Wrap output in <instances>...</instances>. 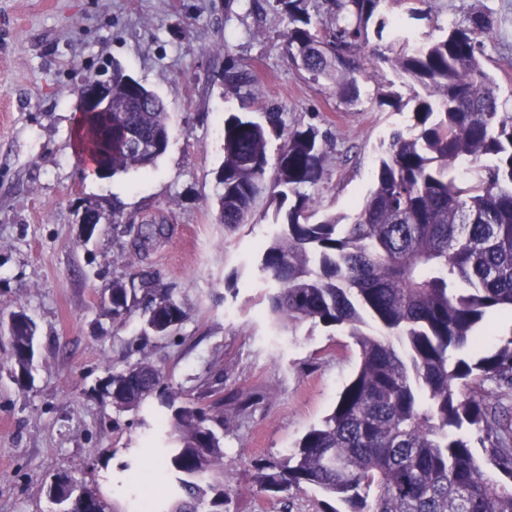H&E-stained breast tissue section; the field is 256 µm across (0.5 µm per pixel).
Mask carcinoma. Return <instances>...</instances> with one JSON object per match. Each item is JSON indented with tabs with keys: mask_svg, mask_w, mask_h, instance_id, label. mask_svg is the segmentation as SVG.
Wrapping results in <instances>:
<instances>
[{
	"mask_svg": "<svg viewBox=\"0 0 512 512\" xmlns=\"http://www.w3.org/2000/svg\"><path fill=\"white\" fill-rule=\"evenodd\" d=\"M287 19L283 49L312 79L332 82L348 104L360 90L353 74L390 59L409 97L388 86L379 105L412 106L417 131L392 136L374 185L352 222L327 214L309 222L314 198L305 188L322 174L323 136L313 126L290 128L271 109L264 121L242 112L224 120V159L216 177L217 222L247 223L265 177L271 136L279 147L274 200L288 207L274 222L259 260L273 284L267 309L278 321L311 320L346 326L360 351L356 372L333 409L301 438L284 465L254 462L259 491L277 496L316 489L348 512H512V419L489 397L460 394L472 379L494 390L512 389V336L473 359L483 337L477 326L496 312H512V112L500 108L495 78L485 69L495 13L481 4L462 12L440 35L421 40L405 31L387 5H410L414 19L435 20L434 0H324L312 15L308 0H275ZM372 47L371 56L362 51ZM252 75L230 64L224 87L240 93ZM112 116L82 112L76 150L114 176L156 166L169 141L161 97L120 69L112 72ZM477 163L462 182L455 165ZM166 220L138 227L134 250L148 251L167 235ZM112 321L142 314L143 339L164 338L186 313L171 288L142 269L106 288ZM14 381L27 387L36 325L22 310L10 316ZM100 390L122 410L155 399L167 410L168 447L162 479L175 477L170 512H228L221 401L176 402L161 370L140 360L112 372ZM480 445L499 474L476 457ZM49 497L60 512H106L99 494L59 476Z\"/></svg>",
	"mask_w": 512,
	"mask_h": 512,
	"instance_id": "carcinoma-1",
	"label": "carcinoma"
}]
</instances>
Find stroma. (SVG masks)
Instances as JSON below:
<instances>
[{"mask_svg": "<svg viewBox=\"0 0 512 512\" xmlns=\"http://www.w3.org/2000/svg\"><path fill=\"white\" fill-rule=\"evenodd\" d=\"M499 20L486 69L512 112V0H483ZM274 0H0V316L36 324L26 388L14 381L0 326V512H58L48 496L65 475L98 491L107 512H134L129 470L154 484L159 404L121 411L96 386L109 370L146 359L179 400L216 385L224 400V482L230 512H320L318 491L260 493L253 463L283 461L330 412L359 364L348 330L278 322L260 302L257 249L273 222L269 193L249 223L216 220L224 120L240 99L224 67L255 76L250 112H283L288 127L325 133L323 174L309 193L318 213L354 217L393 132L411 134L410 110L379 105L386 63L356 73L352 106L312 81L283 52L286 20ZM166 103L170 141L155 167L108 178L84 172L75 148L77 89L113 68ZM138 226L166 218L169 233L138 256L100 225L82 242L85 207ZM157 273L186 312L172 337L142 340L139 314L112 321L104 293L139 269ZM236 275L234 290L224 280Z\"/></svg>", "mask_w": 512, "mask_h": 512, "instance_id": "stroma-1", "label": "stroma"}]
</instances>
